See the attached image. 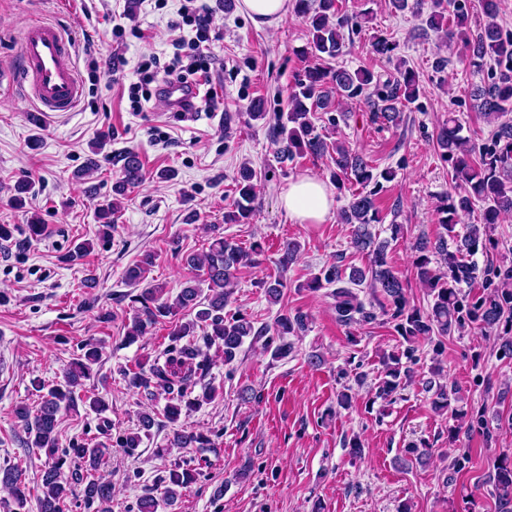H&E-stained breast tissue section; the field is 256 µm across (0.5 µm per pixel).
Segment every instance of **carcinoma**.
Returning a JSON list of instances; mask_svg holds the SVG:
<instances>
[{"instance_id": "cac0c4a2", "label": "carcinoma", "mask_w": 512, "mask_h": 512, "mask_svg": "<svg viewBox=\"0 0 512 512\" xmlns=\"http://www.w3.org/2000/svg\"><path fill=\"white\" fill-rule=\"evenodd\" d=\"M486 24L477 33L467 26L466 0H455L456 14L453 25H448L444 0H433V10L426 19V27L433 31H445L448 37L460 40L468 51L470 64L483 66L487 59L496 62L499 72L490 82L476 87L472 93L474 107L484 118L495 124L494 147L476 153L460 135L457 120L450 118L437 135V142L452 162L453 186L438 210L440 231L434 239L422 237L415 244L413 268L418 280L431 297L427 309L410 304L405 282L388 259V241L377 239L372 225L381 223L379 210L372 191L353 195L348 207L341 212L340 221L352 228V247L368 256L363 267L343 268L333 263L322 268L306 287L328 288L334 300L336 319L345 326L371 318L365 303L360 298L359 288H372L380 293L391 306L394 330L405 343L404 349L387 356L385 375L378 385L377 396L388 398L397 393L412 378V365L416 364L417 344L433 343V337L445 336L448 331H462L472 325L492 329L505 313L512 312V265L498 267L490 272L486 286L491 291L470 298L462 288L477 278L478 267L470 257L484 249L482 235L498 223L501 215L512 211V123L500 118L512 106V38H505L496 22L498 0H481ZM296 11L311 19L310 48L322 64L307 69L298 77L289 95V110L273 127V134L283 143L281 155L285 159L301 154L322 157L330 146L316 132L314 119L320 110L331 103V94L339 98L354 99L361 96L374 81V74L367 70L351 71L336 68L330 61L341 56L346 48L338 19L336 0H295ZM385 90L372 101L371 120L392 125L398 124L401 112L398 104L412 100L418 92V81L413 71L406 69L393 82L384 84ZM336 185L342 179L353 181L366 188L379 186L380 181L389 182L395 171L387 167L381 171L372 165L366 155L346 145L335 146ZM480 158H475V155ZM144 178L139 155L128 151L123 155L121 178L112 187L116 198L100 209L99 218L105 220L103 227L111 229L112 213L117 211L118 197L139 184ZM255 172L244 166L240 169L236 183L238 198L233 210L224 214V223L239 224L250 220L256 190ZM476 214V223L461 232V218ZM300 245L295 240H285L279 248V268L287 270L298 257ZM263 246L254 242L245 249L230 238L218 233L212 236L208 247L199 254L186 258L187 264L203 271L207 289L192 282L181 288L173 298L165 295L160 284L146 281L154 256L144 255L138 263L128 267L125 280L132 285H143L140 294L132 298L134 314L127 330V338L134 341L145 336L157 324L170 320V336L178 342L195 335L196 329L204 331V345L187 342L167 350L164 364L153 363L149 367L138 366L128 373L129 385L141 389L152 397L162 396L166 400L164 417L171 423L179 420L182 411H193L215 398L213 387H204L201 394H194L195 377L206 376L214 364L208 349L216 347L224 355V364L233 362L245 340L264 339V347L278 357L292 352L289 336H300L308 329V316L300 311L279 315L272 328L255 326L249 316L235 312L224 314L230 302L234 280L240 267L260 264ZM440 257L445 271L431 267L432 258ZM265 296L272 303L280 300L285 288L283 278L276 277L262 282ZM99 360V349L92 343L82 346L81 354L64 370L63 383L46 387L39 380L32 382L39 393L40 402L35 411L23 407L17 417L27 434V446L36 448L47 459L41 475V495L37 497L39 512H65V500L70 482L84 485L87 505H97V512H110L112 485L94 478L91 471L97 470L106 453L100 444L74 442L69 451L59 452L57 433L58 416L76 406V389L82 380L91 376L93 365ZM457 388L436 391L434 408L454 415L467 417L468 413L458 408ZM89 410L98 416V429L107 433L112 422L103 416L107 406L99 398L90 400ZM156 424L149 413L139 415L137 431L117 440V445L130 454L140 447L143 438L151 435ZM215 442L203 433L176 431L170 447L207 448ZM200 475L198 469L185 468L173 463L163 470L156 480L160 497L151 494L139 502V512H158L160 505L172 506ZM494 487L501 512H512V460H499L494 466ZM0 488L7 491L14 504L10 512H24L28 502L21 473L15 467L0 469Z\"/></svg>"}]
</instances>
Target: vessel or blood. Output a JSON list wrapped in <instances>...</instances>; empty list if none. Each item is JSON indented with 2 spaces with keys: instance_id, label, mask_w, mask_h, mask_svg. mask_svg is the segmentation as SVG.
Instances as JSON below:
<instances>
[{
  "instance_id": "1",
  "label": "vessel or blood",
  "mask_w": 512,
  "mask_h": 512,
  "mask_svg": "<svg viewBox=\"0 0 512 512\" xmlns=\"http://www.w3.org/2000/svg\"><path fill=\"white\" fill-rule=\"evenodd\" d=\"M18 78L22 92L41 115L69 112L78 104L82 88L71 47L61 29L53 23L34 20L22 34ZM162 91L172 109L189 111L196 90L169 83Z\"/></svg>"
}]
</instances>
